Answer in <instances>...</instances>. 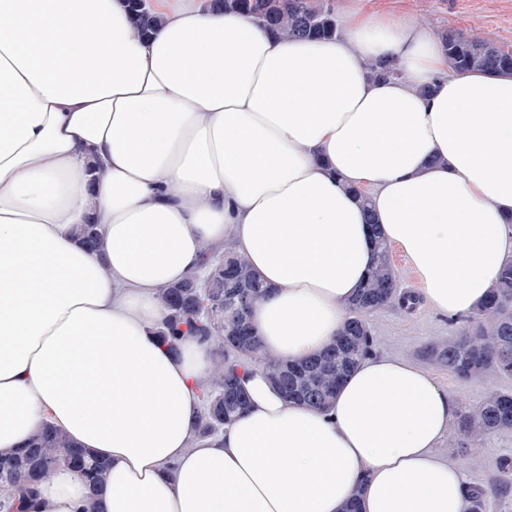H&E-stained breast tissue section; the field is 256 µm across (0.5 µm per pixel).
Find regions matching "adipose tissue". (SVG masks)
Masks as SVG:
<instances>
[{
	"mask_svg": "<svg viewBox=\"0 0 512 512\" xmlns=\"http://www.w3.org/2000/svg\"><path fill=\"white\" fill-rule=\"evenodd\" d=\"M155 7L140 36L127 0H0V452L54 423L110 461L103 512H467L435 453L455 406L423 368L367 358L319 410L255 366L247 410L200 438L217 353L152 331L158 288L198 274L206 243L261 278L251 323L280 360L336 338L379 237L430 307L474 311L512 254V75L451 69L382 10L287 39L197 0ZM393 59L395 77L365 68ZM87 496L61 467L23 512Z\"/></svg>",
	"mask_w": 512,
	"mask_h": 512,
	"instance_id": "obj_1",
	"label": "adipose tissue"
}]
</instances>
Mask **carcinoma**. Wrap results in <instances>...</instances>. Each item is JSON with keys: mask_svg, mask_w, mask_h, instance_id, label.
Wrapping results in <instances>:
<instances>
[{"mask_svg": "<svg viewBox=\"0 0 512 512\" xmlns=\"http://www.w3.org/2000/svg\"><path fill=\"white\" fill-rule=\"evenodd\" d=\"M135 32L145 35L158 22L143 0H130ZM207 6L222 8L252 17L284 37L327 38L338 34L332 9L312 4V0H208ZM448 66L459 70L494 69L512 73V50L492 42L468 39L453 31L441 35ZM79 241L90 250L100 247L96 224L82 225ZM203 247L205 273L181 283L158 289L166 317L158 325L159 341L177 350L192 338L216 346L217 363L210 379L200 389L202 412L197 432L201 436L217 434L224 423L247 407L239 386V375L248 366L265 370L270 382L284 397L307 406L325 409L336 395L344 377L371 351V333L367 316L395 301L411 305L415 298L397 291L390 247L376 243V262L356 296L349 303V315L336 339L318 355L296 362L280 361L264 352L260 338L250 324L249 310L240 303V293L259 299L266 288L241 255ZM471 329L448 341V346L432 352L448 366V371L466 380L486 371L512 376V261L505 264L499 281L486 302L469 315ZM458 431L473 441L485 434L512 430V393L495 392L481 404L461 412ZM72 462L83 469L90 490L80 512H99L98 489L105 483L110 463L79 446L67 434L50 423L44 424L19 450L0 453V485L5 494L0 512L18 508L13 489L27 494L59 466ZM500 490H512V458L496 464ZM472 512H484L487 489L480 482L466 487Z\"/></svg>", "mask_w": 512, "mask_h": 512, "instance_id": "carcinoma-1", "label": "carcinoma"}]
</instances>
